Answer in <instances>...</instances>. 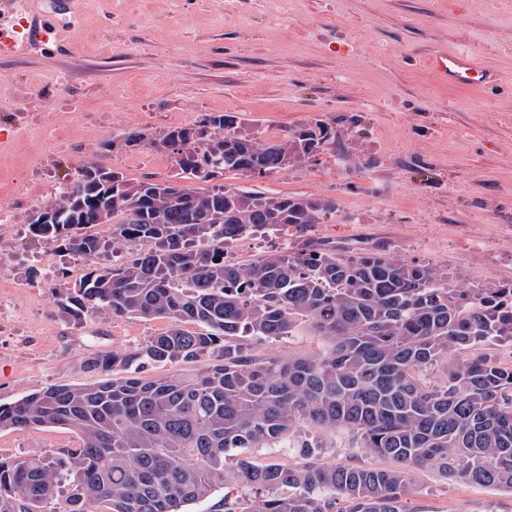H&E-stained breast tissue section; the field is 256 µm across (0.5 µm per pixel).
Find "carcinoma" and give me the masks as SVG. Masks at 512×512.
Listing matches in <instances>:
<instances>
[{
	"label": "carcinoma",
	"instance_id": "cac0c4a2",
	"mask_svg": "<svg viewBox=\"0 0 512 512\" xmlns=\"http://www.w3.org/2000/svg\"><path fill=\"white\" fill-rule=\"evenodd\" d=\"M241 124L215 112L120 131L105 151H165L171 174L133 182L89 161L31 210L33 239L89 266L53 283L64 317L166 327L90 356L104 380L0 404V431L59 427L79 441L53 458L0 455V512H184L219 490L224 512H401L419 469L512 491V363L490 353L512 346V281L464 286L446 268L311 236L228 257L236 242L304 234L336 213L329 199L223 183L336 151L331 127L268 140ZM300 335L324 350L284 358L254 345ZM181 364L191 368L142 376ZM339 431L391 465L320 463L310 435ZM252 448H293L299 462L263 463Z\"/></svg>",
	"mask_w": 512,
	"mask_h": 512
}]
</instances>
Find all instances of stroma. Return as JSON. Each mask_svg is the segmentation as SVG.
Instances as JSON below:
<instances>
[{"instance_id":"35a3bbf8","label":"stroma","mask_w":512,"mask_h":512,"mask_svg":"<svg viewBox=\"0 0 512 512\" xmlns=\"http://www.w3.org/2000/svg\"><path fill=\"white\" fill-rule=\"evenodd\" d=\"M59 40L0 56V125L12 111L76 119V140L35 131L0 159L54 181L88 159L132 180L166 176L165 153H102L128 129L238 116L275 139L324 122L333 153L247 185L329 198L336 213L310 234L345 249L384 250L448 268L465 284L512 281V0H71ZM467 48L500 78L495 92L437 81L436 49ZM163 321L95 315L76 324L52 288L0 336V403L52 385L95 382L97 352L161 331ZM326 464L382 465L348 433L319 435ZM67 429L0 432V454L54 456L77 447ZM402 512H512V493L413 475Z\"/></svg>"}]
</instances>
